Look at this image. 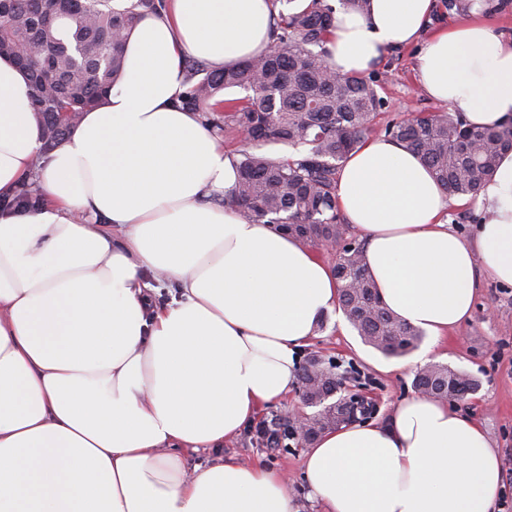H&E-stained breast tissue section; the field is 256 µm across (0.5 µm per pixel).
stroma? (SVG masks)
<instances>
[{"mask_svg": "<svg viewBox=\"0 0 512 512\" xmlns=\"http://www.w3.org/2000/svg\"><path fill=\"white\" fill-rule=\"evenodd\" d=\"M414 66L415 51L411 48L394 51L377 64V71L389 75L388 83L378 91L388 115L438 110V103L418 88ZM314 352L336 359L340 373L377 401L376 421L385 420L394 404L415 393L412 385L418 370L415 353L390 360L364 345L355 330L340 332L335 312L326 313L317 336L302 350L306 356ZM431 359L477 377L478 390L467 400L457 402L456 407L483 426L498 452L502 468H512V285L491 280L482 282L470 320L456 329L446 343L435 348ZM224 454L288 472L299 512H322L318 503L307 498L302 479V448L294 446L271 455L256 448L246 433L225 443Z\"/></svg>", "mask_w": 512, "mask_h": 512, "instance_id": "obj_1", "label": "stroma"}]
</instances>
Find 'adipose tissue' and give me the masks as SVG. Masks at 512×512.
I'll return each instance as SVG.
<instances>
[{
  "mask_svg": "<svg viewBox=\"0 0 512 512\" xmlns=\"http://www.w3.org/2000/svg\"><path fill=\"white\" fill-rule=\"evenodd\" d=\"M435 7L337 11L331 69L365 74L416 42L427 96L503 125L512 35L478 2L427 33ZM271 12L165 0L127 37L104 104L47 155L28 78L0 57V195L34 173L45 196L0 209V512H298L287 475L222 451L288 393L338 284L315 250L226 204L237 160L180 105L183 56L251 58L272 42ZM336 198L386 306L433 343L469 317L482 278L512 284V152L466 200L487 215L470 242L429 168L385 137L347 157ZM200 450L211 464L188 467ZM303 476L323 512H491L502 485L482 427L420 394L319 437Z\"/></svg>",
  "mask_w": 512,
  "mask_h": 512,
  "instance_id": "1",
  "label": "adipose tissue"
}]
</instances>
